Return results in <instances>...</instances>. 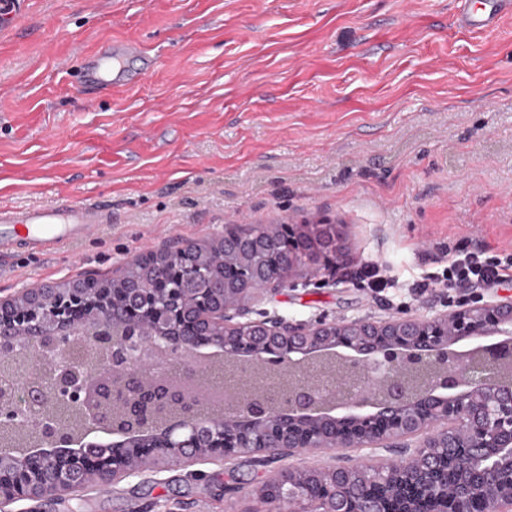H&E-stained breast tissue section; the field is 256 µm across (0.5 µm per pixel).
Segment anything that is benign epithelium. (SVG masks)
Segmentation results:
<instances>
[{"mask_svg":"<svg viewBox=\"0 0 512 512\" xmlns=\"http://www.w3.org/2000/svg\"><path fill=\"white\" fill-rule=\"evenodd\" d=\"M288 248L279 274L236 266L194 272L188 249L155 293L119 297L97 279L24 288L0 298V431L35 438L23 459L0 457V512L139 477L147 468L223 461L224 449L279 458L368 448L395 491L442 497V471L475 468L492 512H512V298L482 296L460 308L399 319L288 320L251 307L296 285L297 272L347 259L339 224H281ZM261 233L226 224L224 255L253 248ZM488 338L465 350L454 345ZM211 352L204 353L202 349ZM82 424L76 432L68 414ZM400 448L385 460L379 450ZM313 494L302 469L262 486L270 512H379L363 466L332 465ZM475 488L456 490L468 512Z\"/></svg>","mask_w":512,"mask_h":512,"instance_id":"benign-epithelium-1","label":"benign epithelium"}]
</instances>
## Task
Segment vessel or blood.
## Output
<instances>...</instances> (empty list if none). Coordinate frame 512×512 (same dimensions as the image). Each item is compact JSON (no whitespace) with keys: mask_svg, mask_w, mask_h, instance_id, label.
Returning <instances> with one entry per match:
<instances>
[{"mask_svg":"<svg viewBox=\"0 0 512 512\" xmlns=\"http://www.w3.org/2000/svg\"><path fill=\"white\" fill-rule=\"evenodd\" d=\"M462 27L485 31L499 25L512 0H464ZM154 66L140 44L112 42L82 54L79 86L86 94L102 98L113 88L138 82ZM112 221L110 210L92 203L69 202L13 209L0 206V249L22 245L47 255L59 246L87 234L94 225Z\"/></svg>","mask_w":512,"mask_h":512,"instance_id":"b4317fda","label":"vessel or blood"}]
</instances>
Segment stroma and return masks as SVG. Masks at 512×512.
<instances>
[{
  "instance_id": "obj_1",
  "label": "stroma",
  "mask_w": 512,
  "mask_h": 512,
  "mask_svg": "<svg viewBox=\"0 0 512 512\" xmlns=\"http://www.w3.org/2000/svg\"><path fill=\"white\" fill-rule=\"evenodd\" d=\"M458 0H29L0 29V205L87 202L112 221L58 253L0 252V298L211 241L228 221L341 224L344 266L257 302L294 320L432 316L412 289L463 248L512 254V14L458 27ZM125 39L156 59L89 100L78 52ZM387 267L406 289L358 278ZM334 452L243 455L15 512H266L282 470ZM361 279L363 285L371 291L381 292L385 288H394V281L382 274L377 264H367L362 268Z\"/></svg>"
}]
</instances>
